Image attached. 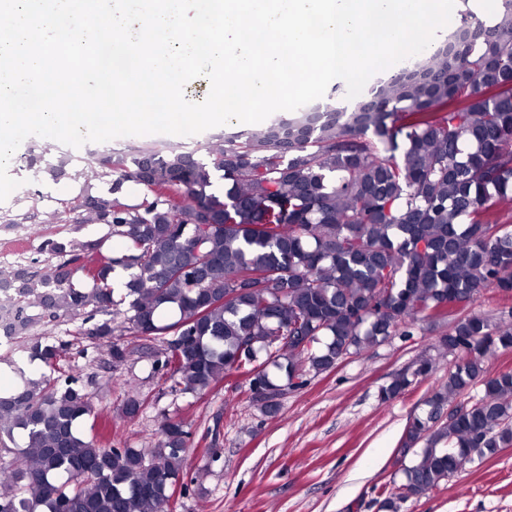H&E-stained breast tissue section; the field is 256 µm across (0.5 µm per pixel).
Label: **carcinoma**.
Wrapping results in <instances>:
<instances>
[{
	"mask_svg": "<svg viewBox=\"0 0 512 512\" xmlns=\"http://www.w3.org/2000/svg\"><path fill=\"white\" fill-rule=\"evenodd\" d=\"M455 35L350 111L226 132L205 159L179 148L99 155L101 175L120 176L80 221L108 225L125 249L50 236L39 252L60 262L0 267V335L79 316L76 334L110 339L117 365L130 354L122 337L158 343L154 371L174 392L202 394L235 372L278 396L412 323L448 321L438 346L460 362L407 425L414 459L401 488L431 491L511 448L512 372L490 375L486 360L512 348V321L459 310L492 286L512 293V226L498 220L512 207V0L489 25L464 10ZM125 182L150 196L122 202ZM117 267L128 272L118 290ZM79 272L92 288L76 287ZM68 346L31 344L29 361L48 371L21 370L0 390V512H166L190 433L167 416L153 448L83 435L93 403L60 365ZM477 382L481 396L447 413ZM411 384L397 376L379 400ZM17 431L25 445L11 448Z\"/></svg>",
	"mask_w": 512,
	"mask_h": 512,
	"instance_id": "1",
	"label": "carcinoma"
}]
</instances>
